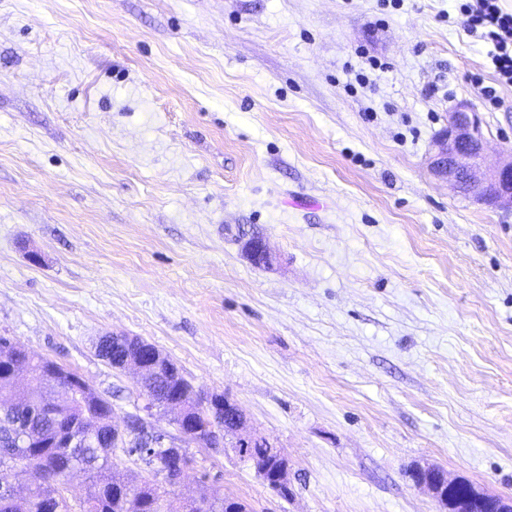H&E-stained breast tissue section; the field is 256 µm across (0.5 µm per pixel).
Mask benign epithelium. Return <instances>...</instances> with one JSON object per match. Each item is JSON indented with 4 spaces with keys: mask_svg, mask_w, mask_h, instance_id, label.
I'll return each instance as SVG.
<instances>
[{
    "mask_svg": "<svg viewBox=\"0 0 512 512\" xmlns=\"http://www.w3.org/2000/svg\"><path fill=\"white\" fill-rule=\"evenodd\" d=\"M431 169L436 176L448 183L453 191L477 201L501 208L512 209V151L508 155L491 157L487 154L477 111L467 103L456 105L448 112V127L436 142L435 154L431 157ZM154 406L147 402L142 413L126 417L121 432H133L141 438L148 454L163 445H170L173 439L186 440L190 431L182 426L190 404L184 401L172 402L168 409L176 412L178 424L176 433L159 432L148 421ZM235 441L245 447L268 449V454L279 452L269 440L255 432L244 431V419H237ZM415 486L428 491L447 512H470L474 505L487 506L495 512H512V500L472 487L467 501L450 503L441 495L442 485L454 484L461 478H451L441 468L419 466Z\"/></svg>",
    "mask_w": 512,
    "mask_h": 512,
    "instance_id": "benign-epithelium-1",
    "label": "benign epithelium"
}]
</instances>
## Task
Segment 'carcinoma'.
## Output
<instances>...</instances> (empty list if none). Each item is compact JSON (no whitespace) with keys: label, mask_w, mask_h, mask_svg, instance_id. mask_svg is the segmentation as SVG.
Wrapping results in <instances>:
<instances>
[{"label":"carcinoma","mask_w":512,"mask_h":512,"mask_svg":"<svg viewBox=\"0 0 512 512\" xmlns=\"http://www.w3.org/2000/svg\"><path fill=\"white\" fill-rule=\"evenodd\" d=\"M11 340L0 336V409L15 402L40 409L25 421L24 429L10 432L0 427V468L7 465L15 475H29L34 486L27 496L12 498L0 492V512H40V503L50 499L56 512H151L158 497L166 500L167 512H248L240 499L216 489L205 502L177 500L170 487V463L181 457L190 460L189 444L160 448L149 456L130 439L113 445L112 403L74 370H64L48 358L34 357L21 351L8 350ZM24 364L29 379L17 380L12 366ZM156 370L141 383V392L153 396L158 405L176 396L193 402L194 391L180 369L166 356L159 355ZM197 438L208 440L214 430L233 431L232 416L222 408L210 411L196 409L193 415ZM25 435L32 440L28 448L16 444ZM121 450L142 463L147 475L139 472L126 479L111 473L112 453ZM72 463H85L89 479L83 499L71 503L66 495L67 476L64 469Z\"/></svg>","instance_id":"carcinoma-1"}]
</instances>
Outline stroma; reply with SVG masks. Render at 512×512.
<instances>
[{"label":"stroma","instance_id":"35a3bbf8","mask_svg":"<svg viewBox=\"0 0 512 512\" xmlns=\"http://www.w3.org/2000/svg\"><path fill=\"white\" fill-rule=\"evenodd\" d=\"M464 2L0 0V336L118 425L138 376L96 343L140 337L289 462L284 499L196 448L176 496L438 512L430 464L512 497V209L429 165L465 101L512 150Z\"/></svg>","mask_w":512,"mask_h":512}]
</instances>
